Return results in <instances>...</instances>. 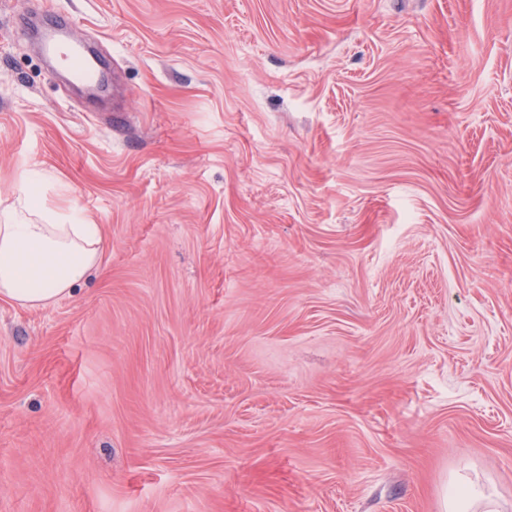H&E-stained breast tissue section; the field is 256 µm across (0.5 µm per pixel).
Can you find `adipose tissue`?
<instances>
[{
    "mask_svg": "<svg viewBox=\"0 0 512 512\" xmlns=\"http://www.w3.org/2000/svg\"><path fill=\"white\" fill-rule=\"evenodd\" d=\"M37 204L33 195H24L0 218V298L23 307L53 304L102 270L100 226L37 221ZM444 509L503 512V503L492 486L459 476L448 486Z\"/></svg>",
    "mask_w": 512,
    "mask_h": 512,
    "instance_id": "1",
    "label": "adipose tissue"
}]
</instances>
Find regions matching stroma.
<instances>
[{"label":"stroma","instance_id":"35a3bbf8","mask_svg":"<svg viewBox=\"0 0 512 512\" xmlns=\"http://www.w3.org/2000/svg\"><path fill=\"white\" fill-rule=\"evenodd\" d=\"M0 0V210L102 271L0 300V512H512V0ZM39 54L43 59L65 65L70 76L87 88H98L103 82L104 76L98 62L85 51L82 40L74 36L66 24L41 33ZM504 504L490 485H479L457 476L448 485L444 510L448 512H503Z\"/></svg>","mask_w":512,"mask_h":512}]
</instances>
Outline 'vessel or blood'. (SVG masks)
<instances>
[{
    "label": "vessel or blood",
    "instance_id": "b4317fda",
    "mask_svg": "<svg viewBox=\"0 0 512 512\" xmlns=\"http://www.w3.org/2000/svg\"><path fill=\"white\" fill-rule=\"evenodd\" d=\"M39 54L43 59L65 65L70 76L87 88L101 86L104 76L95 58L88 54L81 39L68 25L44 30L39 37Z\"/></svg>",
    "mask_w": 512,
    "mask_h": 512
}]
</instances>
